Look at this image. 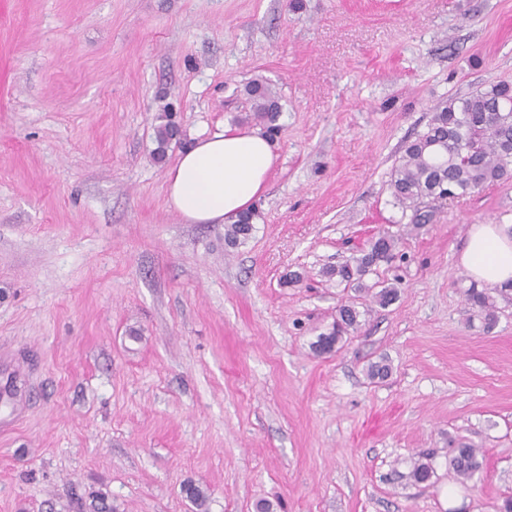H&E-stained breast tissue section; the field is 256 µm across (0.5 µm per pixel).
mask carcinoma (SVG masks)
<instances>
[{"label":"carcinoma","instance_id":"1","mask_svg":"<svg viewBox=\"0 0 512 512\" xmlns=\"http://www.w3.org/2000/svg\"><path fill=\"white\" fill-rule=\"evenodd\" d=\"M251 113L244 121H253L270 136L276 134L275 125L282 105L280 97L263 79L247 82L242 90ZM156 127L157 148L154 158L165 159L178 129L167 115ZM512 175V84L505 81L491 83L473 91L464 98L441 101L432 111L426 127L406 141L402 156L391 172L390 187L402 211L411 212V223L423 226L432 221L434 203L446 197L454 200ZM259 212L252 209L225 226L224 242L229 247L245 244L255 230ZM397 240L389 233L375 238L370 248L344 264L329 268L325 274L338 277L340 283L356 293H366L380 306L390 305L397 297V289L380 281L368 283L367 278L378 275V268L395 258ZM509 294V288L466 290L470 309L483 315L487 326L497 319L496 304L491 292ZM361 313L354 303L342 304L336 310L329 331L317 336L312 348L318 355L335 351L343 336L360 325ZM480 451L463 446L454 449L449 467L461 481L472 479L481 469ZM434 469L429 463L414 460L409 471L402 475L412 485L432 480Z\"/></svg>","mask_w":512,"mask_h":512}]
</instances>
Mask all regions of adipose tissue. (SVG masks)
Here are the masks:
<instances>
[{"instance_id":"adipose-tissue-1","label":"adipose tissue","mask_w":512,"mask_h":512,"mask_svg":"<svg viewBox=\"0 0 512 512\" xmlns=\"http://www.w3.org/2000/svg\"><path fill=\"white\" fill-rule=\"evenodd\" d=\"M277 155L267 137L224 127L184 149L166 174V203L188 224L233 223L268 188ZM471 276L502 287L512 282V226L476 224L460 257Z\"/></svg>"}]
</instances>
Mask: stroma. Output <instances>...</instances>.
<instances>
[{
    "instance_id": "obj_1",
    "label": "stroma",
    "mask_w": 512,
    "mask_h": 512,
    "mask_svg": "<svg viewBox=\"0 0 512 512\" xmlns=\"http://www.w3.org/2000/svg\"><path fill=\"white\" fill-rule=\"evenodd\" d=\"M4 0L0 13V512H501L512 497V295L485 328L460 263L512 224V178L413 227L390 173L433 107L512 83V0ZM283 110L249 241L166 204L180 148ZM180 140L156 162L159 114ZM387 232L398 299L311 348L325 277ZM296 272L300 282L285 278ZM392 374L370 381V362ZM482 450L456 480L452 448ZM426 458L435 475L393 479ZM193 482L204 507L186 498ZM242 93L250 103L252 112L242 118V121H254L255 125L262 126L263 132L269 136L276 134L279 127L275 122L282 112V105L280 97L270 84L264 79H253L244 85Z\"/></svg>"
}]
</instances>
